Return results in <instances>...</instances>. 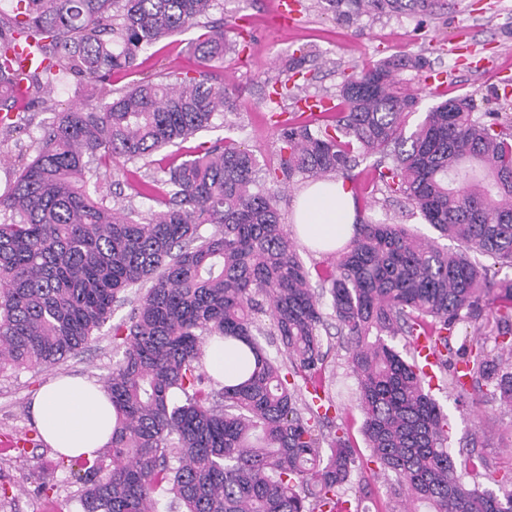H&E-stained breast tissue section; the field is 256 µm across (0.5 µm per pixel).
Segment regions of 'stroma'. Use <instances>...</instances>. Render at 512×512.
Returning a JSON list of instances; mask_svg holds the SVG:
<instances>
[{
	"label": "stroma",
	"instance_id": "stroma-1",
	"mask_svg": "<svg viewBox=\"0 0 512 512\" xmlns=\"http://www.w3.org/2000/svg\"><path fill=\"white\" fill-rule=\"evenodd\" d=\"M272 0H224L213 18L225 24H240L249 37L243 51L230 53L216 69L232 92L237 109L216 117L214 127L177 147L153 153L147 161L116 159L103 182L104 191L121 190L124 204L140 216H148L158 204L136 196L141 182L164 179L170 166L186 159L199 143L224 136L235 138L252 150L261 166L277 165L282 146L280 130L270 118L269 93L290 58L305 56L301 73L295 76L305 95L335 101L341 73L352 65L371 64L397 53H421L437 76L440 95L432 97L422 77H413L424 106L437 98L470 95L478 111L500 113L512 120V94L499 98L497 90L512 81V0H458L457 11L447 19L428 22L416 29L409 16L362 18L347 26L324 13L317 0H300L301 11L292 26L282 29L270 19ZM195 28L169 37L140 55L138 76L156 80L194 68L189 42L201 36ZM75 98L74 86L25 99L30 122L7 133L0 130V190L13 178L22 162L20 150L38 138L56 111ZM373 214L405 225L414 234L452 247V240L427 224L421 215L402 209L395 202L377 200ZM326 374L336 402L335 422L354 440H361L363 414L356 400L357 379L348 364L342 338L332 336ZM111 324L96 332L93 341L76 356L50 367L18 374H0V512H81V486L69 469L58 467V454L44 443L31 415L32 400L39 388L62 375L82 376L103 383L116 353ZM493 386L483 387L463 404H456L450 376L438 374L431 393L448 415L449 446L459 449L476 440L474 455L480 456L486 472L466 475L469 485L482 488L492 480L512 477V407L500 402Z\"/></svg>",
	"mask_w": 512,
	"mask_h": 512
}]
</instances>
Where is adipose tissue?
<instances>
[{
    "label": "adipose tissue",
    "mask_w": 512,
    "mask_h": 512,
    "mask_svg": "<svg viewBox=\"0 0 512 512\" xmlns=\"http://www.w3.org/2000/svg\"><path fill=\"white\" fill-rule=\"evenodd\" d=\"M354 222L353 198L339 181L309 185L293 207L297 237L323 252L346 243ZM32 417L45 443L68 458H95L112 438L109 394L82 378L61 376L43 385L33 399Z\"/></svg>",
    "instance_id": "ef3b65f1"
}]
</instances>
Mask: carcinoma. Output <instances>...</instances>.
<instances>
[{
	"label": "carcinoma",
	"mask_w": 512,
	"mask_h": 512,
	"mask_svg": "<svg viewBox=\"0 0 512 512\" xmlns=\"http://www.w3.org/2000/svg\"><path fill=\"white\" fill-rule=\"evenodd\" d=\"M222 0H15L0 20V128L24 126L17 94L70 79L94 103L57 113L0 195V369H34L80 353L136 289L113 328L123 351L105 379L112 442L92 460L72 458L83 512H359L384 479L389 512H512V489L467 487L448 447L447 415L425 388L414 337L431 338L435 368L453 370L457 400L489 384L512 406V371L482 331L512 349V279L495 280L471 255L512 268V124L475 111L470 95L429 107L401 78L420 54H396L343 72L324 124L279 122L277 167L231 137L195 150L161 180L146 218L112 206L100 179L116 156L144 160L212 128L234 100L213 69L242 29L211 20ZM336 19L408 15L417 27L452 0H320ZM205 27L190 43L194 73L136 80L140 53ZM33 64L18 88L16 48ZM371 161L361 171L360 163ZM367 177L401 198L448 250L401 224L356 209L354 235L310 283L279 210L280 185ZM216 226L208 233L205 227ZM476 333L457 350V324ZM350 345L365 450L333 427L323 332ZM241 340V376L206 370L203 337ZM403 337L408 349L394 344ZM279 344L284 358L269 356ZM360 470L354 495L342 488Z\"/></svg>",
	"instance_id": "cac0c4a2"
}]
</instances>
